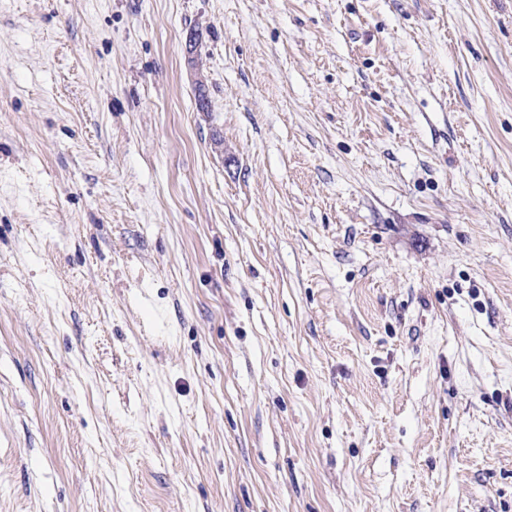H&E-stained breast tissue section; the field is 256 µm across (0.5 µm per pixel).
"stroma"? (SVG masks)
<instances>
[{
    "label": "stroma",
    "mask_w": 512,
    "mask_h": 512,
    "mask_svg": "<svg viewBox=\"0 0 512 512\" xmlns=\"http://www.w3.org/2000/svg\"><path fill=\"white\" fill-rule=\"evenodd\" d=\"M0 512H512V0H0Z\"/></svg>",
    "instance_id": "obj_1"
}]
</instances>
